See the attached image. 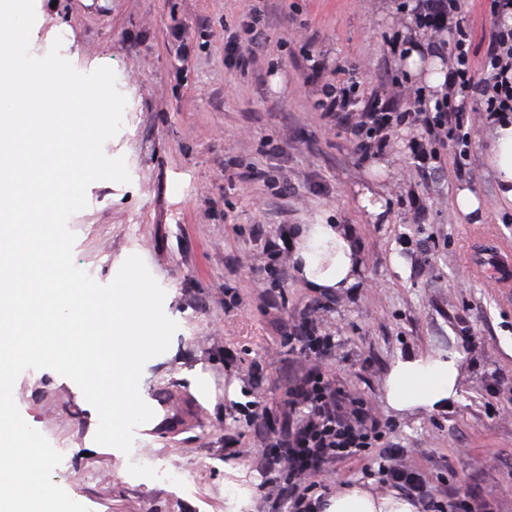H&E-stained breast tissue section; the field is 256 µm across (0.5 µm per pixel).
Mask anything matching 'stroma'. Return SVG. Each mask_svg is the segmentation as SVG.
Returning <instances> with one entry per match:
<instances>
[{
    "label": "stroma",
    "instance_id": "35a3bbf8",
    "mask_svg": "<svg viewBox=\"0 0 512 512\" xmlns=\"http://www.w3.org/2000/svg\"><path fill=\"white\" fill-rule=\"evenodd\" d=\"M261 2L263 45L244 68L224 49L243 0H36L32 53L46 55L61 40L77 71L111 67L127 99L104 152L125 158L131 181L89 185L86 208L68 222L72 258L105 285L139 255L165 291L164 312L178 328L144 366L141 389L154 416L134 440L193 471L195 482L179 488L128 472L125 453L95 443L98 415L80 388L53 370L18 376V409L64 449L58 484L90 512H225V494L241 482L248 512H257L263 444L230 408L285 399L296 357L278 325L317 299L292 273L290 249L272 258L266 244L299 224H348L363 267L358 286L327 296L317 315L335 342L326 371L390 426L386 439L402 449L401 464L421 473L437 499H483L512 512V294L470 265L486 244H512V211L498 208L486 160L489 127L471 113L462 176L449 147L438 171H416L402 129L382 155L359 161L347 130L314 112L301 46L357 73L367 93L401 77L424 85L428 60L413 69L386 50L403 28L398 0ZM271 142L280 153L269 152ZM249 166L265 177L240 179ZM462 186L484 203L480 223L451 203ZM367 191L383 203L385 221L362 206ZM271 259L288 270L273 309L262 301L271 283L258 274ZM450 349L462 360L448 406L388 407L384 381L398 357ZM373 467L368 459L337 464L323 482L334 492L360 483L390 492Z\"/></svg>",
    "mask_w": 512,
    "mask_h": 512
}]
</instances>
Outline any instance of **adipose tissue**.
I'll return each mask as SVG.
<instances>
[{
    "mask_svg": "<svg viewBox=\"0 0 512 512\" xmlns=\"http://www.w3.org/2000/svg\"><path fill=\"white\" fill-rule=\"evenodd\" d=\"M488 163L496 177L499 208L512 209V114L491 128ZM292 259L297 277L316 293L353 288L362 272L361 247L347 224H300L292 232ZM461 356L449 351L408 355L392 363L385 379L387 405L394 411L438 409L455 399ZM402 492L379 494L350 486L325 497L320 512H418Z\"/></svg>",
    "mask_w": 512,
    "mask_h": 512,
    "instance_id": "ef3b65f1",
    "label": "adipose tissue"
}]
</instances>
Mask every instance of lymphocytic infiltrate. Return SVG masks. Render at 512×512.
<instances>
[{
  "label": "lymphocytic infiltrate",
  "mask_w": 512,
  "mask_h": 512,
  "mask_svg": "<svg viewBox=\"0 0 512 512\" xmlns=\"http://www.w3.org/2000/svg\"><path fill=\"white\" fill-rule=\"evenodd\" d=\"M397 11L410 34H393L388 52L402 59L417 51L447 60L441 90L429 93L424 87L395 80L388 89L366 96L356 74L327 79L325 56L309 51L304 56L307 79L318 86L313 107L348 129L359 160L383 153L393 129L403 126L412 133L408 152L418 172L437 170L436 147L450 143L457 173H467L469 113H482L485 122L491 123L500 113L512 112V0H491L494 29L479 58L471 50L473 29L460 0H400ZM239 27V32L227 35L225 46L245 67L265 27L261 9L247 5ZM400 97L408 99L406 108H398ZM285 336L295 343L306 365L289 387L284 405H266L250 414L254 434L269 448L263 459L262 505L274 510L286 504L290 512H316L319 499L313 491L321 487L325 468L361 459L374 448L383 480L423 501L427 512H444V504L415 473L398 467L396 451L382 447L380 419L323 370L322 362L333 348L332 337L322 334L308 313L288 325Z\"/></svg>",
  "instance_id": "f902f5d3"
}]
</instances>
